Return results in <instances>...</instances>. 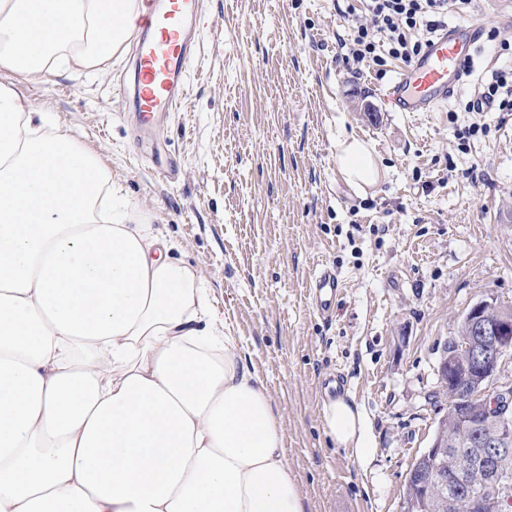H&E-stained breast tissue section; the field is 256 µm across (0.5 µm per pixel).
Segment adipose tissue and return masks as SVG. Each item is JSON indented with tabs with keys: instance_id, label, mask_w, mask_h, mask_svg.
<instances>
[{
	"instance_id": "obj_1",
	"label": "adipose tissue",
	"mask_w": 512,
	"mask_h": 512,
	"mask_svg": "<svg viewBox=\"0 0 512 512\" xmlns=\"http://www.w3.org/2000/svg\"><path fill=\"white\" fill-rule=\"evenodd\" d=\"M139 0H0V68L103 72ZM352 186L369 149L338 143ZM98 156L0 85V512H305L280 415L197 270ZM366 460L372 426L319 408Z\"/></svg>"
}]
</instances>
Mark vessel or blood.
<instances>
[{"mask_svg": "<svg viewBox=\"0 0 512 512\" xmlns=\"http://www.w3.org/2000/svg\"><path fill=\"white\" fill-rule=\"evenodd\" d=\"M203 28L197 0H143L131 80L122 88L123 96L133 103L141 136L161 139L164 112L189 94L188 65ZM477 41L478 27L474 23L445 26L385 90L383 98L390 110L436 111L462 85ZM340 290L335 271L319 269L309 290L314 312L331 317Z\"/></svg>", "mask_w": 512, "mask_h": 512, "instance_id": "vessel-or-blood-1", "label": "vessel or blood"}]
</instances>
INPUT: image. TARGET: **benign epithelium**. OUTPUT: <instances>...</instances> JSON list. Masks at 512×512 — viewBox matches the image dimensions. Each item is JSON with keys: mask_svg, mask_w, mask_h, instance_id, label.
<instances>
[{"mask_svg": "<svg viewBox=\"0 0 512 512\" xmlns=\"http://www.w3.org/2000/svg\"><path fill=\"white\" fill-rule=\"evenodd\" d=\"M455 347L442 355L439 394L448 402L436 433L420 455L425 466L406 475L405 512L453 507L435 490L459 476L448 469V420L464 435L477 463L492 461V477L474 482L465 512H500L512 502V388L497 383L503 358L512 353V307L493 301L473 306L460 320Z\"/></svg>", "mask_w": 512, "mask_h": 512, "instance_id": "1", "label": "benign epithelium"}]
</instances>
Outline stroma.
<instances>
[{
    "mask_svg": "<svg viewBox=\"0 0 512 512\" xmlns=\"http://www.w3.org/2000/svg\"><path fill=\"white\" fill-rule=\"evenodd\" d=\"M360 0H200L210 32L172 106L157 153L137 145L114 89L125 50L96 76L26 77L0 69L32 109L97 154L145 222L193 265L281 415L286 458L306 512H404L411 464L448 405L438 364L477 302L512 307V112H468L482 78L507 64L480 40L474 70L435 112H393L384 75L343 58ZM449 21H479L512 40V8L478 0ZM370 150L374 183L348 185L337 143ZM341 295L313 313L318 264ZM368 416L364 462L319 420L326 378Z\"/></svg>",
    "mask_w": 512,
    "mask_h": 512,
    "instance_id": "1",
    "label": "stroma"
}]
</instances>
